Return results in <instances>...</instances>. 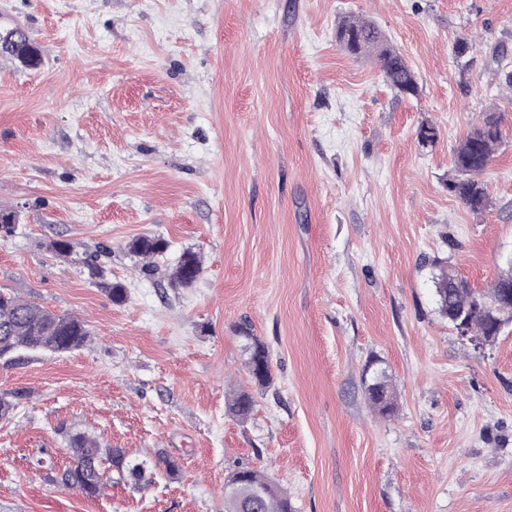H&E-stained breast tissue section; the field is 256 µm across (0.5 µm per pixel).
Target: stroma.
Segmentation results:
<instances>
[{"label": "stroma", "mask_w": 512, "mask_h": 512, "mask_svg": "<svg viewBox=\"0 0 512 512\" xmlns=\"http://www.w3.org/2000/svg\"><path fill=\"white\" fill-rule=\"evenodd\" d=\"M349 15L386 34L418 95L339 47ZM1 23L42 63L0 57V208L20 213L0 289L91 340L0 361V512H224L241 465L295 512H512V325L459 335L432 281L439 259L483 288L512 257V87L494 60H512V0H0ZM492 111L491 203L473 213L446 187L452 150ZM146 234L165 265L197 253L192 287L142 272L127 244ZM93 253L125 302L92 283ZM241 324L269 349L267 387ZM380 370L389 418L365 396ZM237 391L255 399L244 422ZM79 431L180 470L85 497L50 479Z\"/></svg>", "instance_id": "35a3bbf8"}]
</instances>
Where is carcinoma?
<instances>
[{
	"label": "carcinoma",
	"mask_w": 512,
	"mask_h": 512,
	"mask_svg": "<svg viewBox=\"0 0 512 512\" xmlns=\"http://www.w3.org/2000/svg\"><path fill=\"white\" fill-rule=\"evenodd\" d=\"M336 43L353 58L369 57L376 61L386 81L399 96L415 95L419 84L415 72L404 56L394 49L382 30L371 20L349 16L336 25ZM33 41L27 31L12 27L10 39L0 45V55L10 57L22 65L36 68L41 56L30 54ZM500 121L496 113H488L481 125L470 130L453 150L456 176L448 180V192L468 210L479 212L489 203L486 184L479 179L486 170L493 154L501 143ZM168 242L159 236L142 235L129 243V251L145 259L142 271L156 270L155 259L163 254ZM86 266L101 277L97 286L115 303L127 299V288L102 278V270L95 261H85ZM434 276L438 311L450 324H455L461 313H466L469 334L490 342L500 333V326L512 323V299L501 301L497 316L491 317L471 309L478 297L498 299L505 288L512 287V264L488 288H475L468 280L436 260ZM202 273L197 254L187 251L182 256L170 282L174 287L192 286ZM238 333L246 340L249 357L246 367L252 378L261 386L269 383L270 356L267 348L245 325L238 326ZM90 339L85 322L70 314H59L15 295L0 290V360L8 363L21 359L28 352H68L84 347ZM369 405L382 416L396 410V399L385 373L374 377L367 387ZM254 406L253 396L241 391L228 401V412L245 420ZM67 448L71 463L66 467L69 487L76 488L88 497H98L108 485L102 467L103 461L117 469L119 478L129 476L134 485L153 482L157 474L173 476L179 470L178 462L168 455H157L150 463L132 464L120 448L100 447L96 438L76 432L68 435ZM261 489L264 495L252 502L247 512H293L288 494L264 472L251 467L233 471L224 486V512H240L246 507V494L251 489Z\"/></svg>",
	"instance_id": "carcinoma-1"
}]
</instances>
